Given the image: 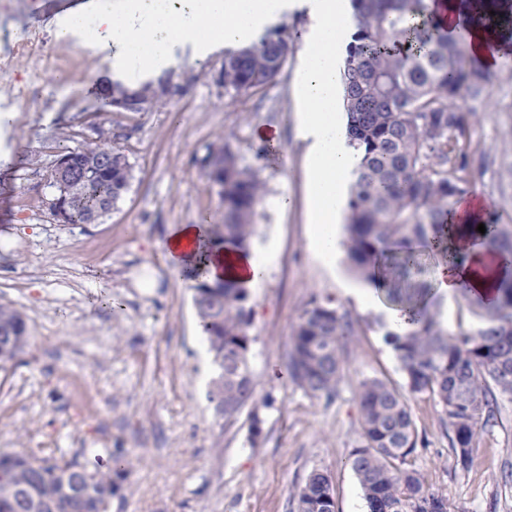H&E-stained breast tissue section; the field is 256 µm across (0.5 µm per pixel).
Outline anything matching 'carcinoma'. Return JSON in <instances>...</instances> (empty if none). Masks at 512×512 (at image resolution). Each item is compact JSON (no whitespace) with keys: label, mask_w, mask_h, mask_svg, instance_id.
<instances>
[{"label":"carcinoma","mask_w":512,"mask_h":512,"mask_svg":"<svg viewBox=\"0 0 512 512\" xmlns=\"http://www.w3.org/2000/svg\"><path fill=\"white\" fill-rule=\"evenodd\" d=\"M356 29L340 72L344 89L346 135L361 152L346 216L343 242L352 268L363 278L383 258L391 281L407 282L429 254L457 265L468 254L454 249L447 217L469 190L474 160L486 162L481 146L467 151L462 116L454 103L473 107L489 97V74L467 58L466 39L448 33L433 18L430 0H350ZM455 13L472 28L492 32L512 45V0H451ZM495 15H490V12ZM288 26L266 31L248 47L224 52L219 80L239 94L272 80L291 53ZM132 94L155 105L164 87H100L111 100ZM77 159L96 167L88 176L65 184L49 182L61 199V221L88 224L108 215L128 191L132 168L122 147L106 131L98 140L74 150ZM205 176L218 188L224 223L205 228V250L182 276L193 281L197 322L209 345L216 377L207 392L224 422L254 400L250 364L249 291L224 280L203 279L215 248L231 243L241 250L257 235L256 207L265 194L258 172L243 164L230 138L215 145L204 159ZM460 224L456 232L480 246L512 259V224ZM406 294L411 328L389 332L411 394L428 393L448 419L454 467L465 471L478 429L495 418L498 397L512 398V279L501 282L498 303L480 313L473 334L451 335L438 314L419 294ZM353 322L329 298H311L290 336L287 372L292 383L312 396L330 397L338 389ZM28 344L26 321L18 309L0 304V366L14 362ZM361 445L349 463L369 512H456L448 498L429 489L423 474L407 466L418 445V431L404 395L377 379L357 391ZM128 462L117 457L103 471L53 449L31 453L0 452V512H110L121 489ZM297 512H336L329 473L315 468L295 493Z\"/></svg>","instance_id":"1"}]
</instances>
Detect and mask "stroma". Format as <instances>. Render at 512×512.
I'll return each instance as SVG.
<instances>
[{
	"mask_svg": "<svg viewBox=\"0 0 512 512\" xmlns=\"http://www.w3.org/2000/svg\"><path fill=\"white\" fill-rule=\"evenodd\" d=\"M281 21L292 35L288 61L247 93L220 83L223 53L179 51L160 73L168 91L155 107L118 111L95 93L100 80L114 77L108 53L87 40L57 38L52 19L39 26L47 50L77 61L82 80L45 70L41 99L9 106L0 77V115L10 116L0 122V303L24 314L29 334L24 353L0 369V452L58 448L102 466L122 454L131 471L112 512H295L294 494L316 468L332 477L337 512H364L349 465L360 444L357 390L370 378L400 390L405 380L382 316L362 311L344 289L356 277L345 251L331 271L308 246L295 96L308 18L297 11ZM489 76L485 106H457L468 141L490 157L473 164L469 193L487 201L492 220L512 215V52ZM102 127L117 134L129 159L130 188L100 223L57 222L47 173ZM265 130L278 152L263 153ZM226 135L267 184L253 245L276 247L267 280L249 291L254 405L230 425L207 399L214 366L196 326L193 291L163 262L171 225L202 215L224 220L201 160ZM285 197L293 205L283 210ZM95 247L103 255L93 260ZM144 273L153 287H139ZM314 296L334 298L355 322L343 378L329 399L306 394L284 373L291 333ZM436 310L448 332L479 326L465 297L439 299ZM83 391L92 400L79 417ZM408 404L421 440L409 463L431 491L457 512H512V400L500 399L494 419L479 429L464 471L453 468L438 402L412 394Z\"/></svg>",
	"mask_w": 512,
	"mask_h": 512,
	"instance_id": "obj_1",
	"label": "stroma"
}]
</instances>
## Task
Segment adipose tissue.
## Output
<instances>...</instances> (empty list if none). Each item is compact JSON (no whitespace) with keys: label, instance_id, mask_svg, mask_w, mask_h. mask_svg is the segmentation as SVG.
Here are the masks:
<instances>
[{"label":"adipose tissue","instance_id":"obj_1","mask_svg":"<svg viewBox=\"0 0 512 512\" xmlns=\"http://www.w3.org/2000/svg\"><path fill=\"white\" fill-rule=\"evenodd\" d=\"M294 10L306 11L312 21L296 85L299 131L307 147L309 240L320 260L332 266L346 187L359 161L341 119L340 67L353 33L348 0H119L118 11L99 13L93 31H86L84 16L76 13L62 21L59 35L70 39L88 33L103 48L116 49L139 65L157 67L180 44L192 42L204 52L219 43L248 46L272 20ZM202 240L201 224L173 225L165 244L166 265L174 271L192 267ZM454 245L468 253L470 261L462 266L444 261L434 265L436 293H464L493 305L496 286L512 277V265L468 238L456 237ZM268 273V257L229 245L213 252L206 267L209 281L230 279L249 287L264 281Z\"/></svg>","mask_w":512,"mask_h":512}]
</instances>
